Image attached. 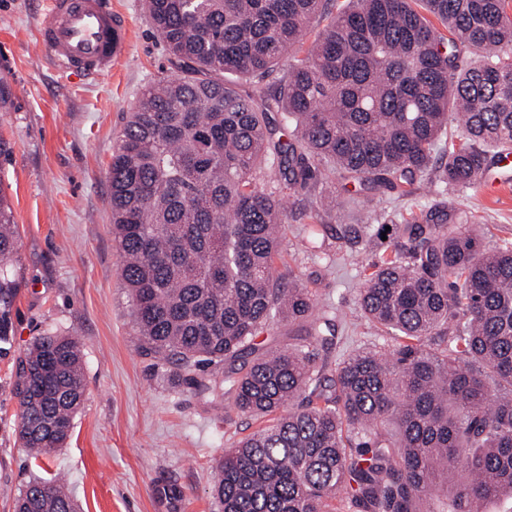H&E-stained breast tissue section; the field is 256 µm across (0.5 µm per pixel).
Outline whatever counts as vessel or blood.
<instances>
[{
    "label": "vessel or blood",
    "instance_id": "vessel-or-blood-1",
    "mask_svg": "<svg viewBox=\"0 0 512 512\" xmlns=\"http://www.w3.org/2000/svg\"><path fill=\"white\" fill-rule=\"evenodd\" d=\"M39 43L62 73L101 78L129 52V28L112 0H42Z\"/></svg>",
    "mask_w": 512,
    "mask_h": 512
}]
</instances>
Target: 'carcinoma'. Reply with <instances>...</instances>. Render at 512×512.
<instances>
[{"mask_svg": "<svg viewBox=\"0 0 512 512\" xmlns=\"http://www.w3.org/2000/svg\"><path fill=\"white\" fill-rule=\"evenodd\" d=\"M506 2L145 0L174 72L144 89L112 153V232L141 354L212 402L230 394L241 413L269 418L217 463L223 512H338L343 493L356 512H484L512 497V241L484 247L481 224L449 201L512 148ZM317 19L326 24L304 55L263 85ZM436 163L441 200L367 208L347 230L353 248L375 224L400 242L359 291L394 348L356 351L324 373L313 350L335 323L313 316L312 289L275 275L281 193L321 174L328 204L338 177L408 197ZM18 249L0 194V344L12 333ZM282 320L308 323L302 342L256 354V337ZM212 365L221 380L198 374ZM12 379L21 447L35 460L64 447L85 399L77 340L35 337ZM438 480L449 496L440 511ZM15 512L78 506L35 477Z\"/></svg>", "mask_w": 512, "mask_h": 512, "instance_id": "cac0c4a2", "label": "carcinoma"}]
</instances>
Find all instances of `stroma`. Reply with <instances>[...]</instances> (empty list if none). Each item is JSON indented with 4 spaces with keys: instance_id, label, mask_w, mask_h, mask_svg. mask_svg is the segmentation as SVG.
I'll return each instance as SVG.
<instances>
[{
    "instance_id": "stroma-1",
    "label": "stroma",
    "mask_w": 512,
    "mask_h": 512,
    "mask_svg": "<svg viewBox=\"0 0 512 512\" xmlns=\"http://www.w3.org/2000/svg\"><path fill=\"white\" fill-rule=\"evenodd\" d=\"M112 4L129 24L130 52L92 80L62 75L47 58L36 0H0V137L11 146L0 158V191L20 244L13 335L0 349V512H14L34 476L62 478L80 512H220L215 463L260 425L231 401L215 409L138 351L112 234L108 166L128 112L171 69L143 0ZM335 195L336 209L322 223L288 219L276 264L313 289L315 315L335 320L333 343L315 355L327 372L350 353L393 344L365 320L358 298L364 267L396 241L372 236L361 252L350 251L342 234L358 221L360 193L344 180ZM455 204L482 219L486 245L512 239V186L492 197L478 185ZM313 229L320 246L304 248ZM46 332L79 339L86 398L64 447L37 461L16 439L11 376L15 358Z\"/></svg>"
}]
</instances>
